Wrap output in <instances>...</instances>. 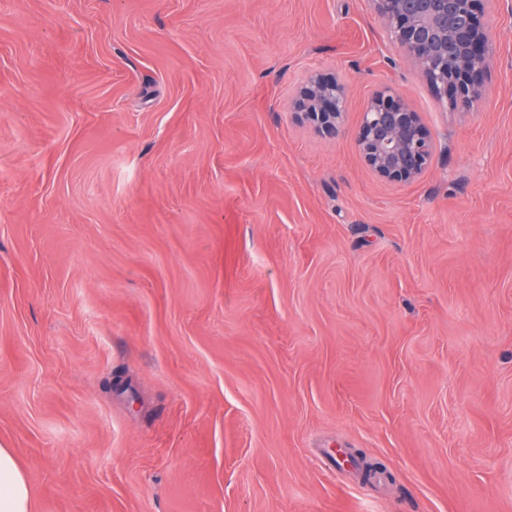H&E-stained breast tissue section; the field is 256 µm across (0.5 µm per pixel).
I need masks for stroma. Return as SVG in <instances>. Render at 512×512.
Here are the masks:
<instances>
[{
	"mask_svg": "<svg viewBox=\"0 0 512 512\" xmlns=\"http://www.w3.org/2000/svg\"><path fill=\"white\" fill-rule=\"evenodd\" d=\"M491 23L451 111L371 0H0V444L34 512H512V0ZM313 74L336 136L292 108ZM383 86L435 143L407 185L354 140ZM346 83L336 76H311L294 99V109L318 131L330 137L343 130Z\"/></svg>",
	"mask_w": 512,
	"mask_h": 512,
	"instance_id": "stroma-1",
	"label": "stroma"
}]
</instances>
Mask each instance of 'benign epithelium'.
<instances>
[{"label": "benign epithelium", "mask_w": 512, "mask_h": 512, "mask_svg": "<svg viewBox=\"0 0 512 512\" xmlns=\"http://www.w3.org/2000/svg\"><path fill=\"white\" fill-rule=\"evenodd\" d=\"M393 44L409 55L445 101L467 109L490 79L496 40L486 20L490 0H372ZM346 83L316 74L300 88L294 109L330 137L343 130ZM355 140L378 177L409 184L420 178L434 143L418 113L395 89L384 86L368 99Z\"/></svg>", "instance_id": "benign-epithelium-1"}]
</instances>
